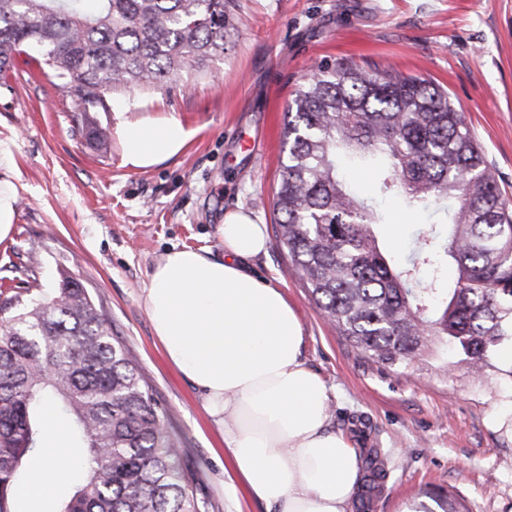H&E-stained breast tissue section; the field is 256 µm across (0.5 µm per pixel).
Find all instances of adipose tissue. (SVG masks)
Wrapping results in <instances>:
<instances>
[{
	"mask_svg": "<svg viewBox=\"0 0 512 512\" xmlns=\"http://www.w3.org/2000/svg\"><path fill=\"white\" fill-rule=\"evenodd\" d=\"M199 133L171 112L119 116L124 166L148 169L183 153ZM224 258L207 250L167 252L155 265L144 304L167 360L204 394L233 473L269 512H348L359 459L328 429L330 394L303 360V325L279 288L249 272L266 252L264 224L229 211L220 229ZM67 430L55 423L40 464L17 488L24 501L67 478L60 466Z\"/></svg>",
	"mask_w": 512,
	"mask_h": 512,
	"instance_id": "adipose-tissue-1",
	"label": "adipose tissue"
}]
</instances>
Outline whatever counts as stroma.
I'll use <instances>...</instances> for the list:
<instances>
[{
    "label": "stroma",
    "instance_id": "obj_1",
    "mask_svg": "<svg viewBox=\"0 0 512 512\" xmlns=\"http://www.w3.org/2000/svg\"><path fill=\"white\" fill-rule=\"evenodd\" d=\"M236 31L223 58L171 89L110 94L95 113L152 110L197 126L178 157L147 171L123 166L117 139L88 145L73 129L76 99L27 56L0 82V181L17 216L0 242V281L38 295L61 273L98 298L188 448L187 468L209 512H267L232 491L224 439L198 389L167 361L145 310L154 265L182 246L224 258V214L241 209L273 227L285 107L310 70L345 60L432 79L467 116L498 187L512 202V0H236ZM384 250L401 256L435 210L381 203ZM249 267L279 287L305 331L303 359L330 389L329 428L355 448H376L387 478L373 512H512V367L482 376L452 355L392 367L372 362L328 324L276 237Z\"/></svg>",
    "mask_w": 512,
    "mask_h": 512
}]
</instances>
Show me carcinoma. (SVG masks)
Returning <instances> with one entry per match:
<instances>
[{
	"mask_svg": "<svg viewBox=\"0 0 512 512\" xmlns=\"http://www.w3.org/2000/svg\"><path fill=\"white\" fill-rule=\"evenodd\" d=\"M234 0H0V78L37 51L76 97L77 132L108 140L89 113L112 91L162 87L224 56ZM285 157L274 197L276 237L292 269L340 335L394 366L443 346L476 373L512 341V204L448 93L396 70L318 65L286 107ZM377 172L360 198L340 160ZM411 208L455 203L447 232L420 230L396 262L382 253L377 199ZM453 262L454 286L441 268ZM0 512H14L25 463L49 430L44 403L69 425L68 483L50 489L55 512H207L184 467L186 449L128 348L87 288L64 275L24 303L0 301ZM359 512L386 477L363 448Z\"/></svg>",
	"mask_w": 512,
	"mask_h": 512,
	"instance_id": "cac0c4a2",
	"label": "carcinoma"
}]
</instances>
